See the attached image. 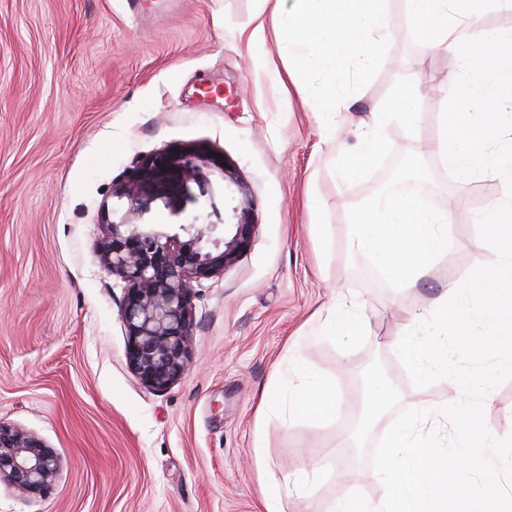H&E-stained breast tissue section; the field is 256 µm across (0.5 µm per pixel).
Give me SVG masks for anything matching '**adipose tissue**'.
<instances>
[{"instance_id": "ef3b65f1", "label": "adipose tissue", "mask_w": 512, "mask_h": 512, "mask_svg": "<svg viewBox=\"0 0 512 512\" xmlns=\"http://www.w3.org/2000/svg\"><path fill=\"white\" fill-rule=\"evenodd\" d=\"M275 10L287 19L285 39L291 52L300 58L318 54L334 66L358 47H379L389 31L384 0H276ZM449 221V212L424 201L388 196L358 213L354 245L382 256L401 284L412 285L446 247L436 227ZM333 402L328 383L313 377L296 393L290 410L322 419Z\"/></svg>"}]
</instances>
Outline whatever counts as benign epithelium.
<instances>
[{"instance_id":"1","label":"benign epithelium","mask_w":512,"mask_h":512,"mask_svg":"<svg viewBox=\"0 0 512 512\" xmlns=\"http://www.w3.org/2000/svg\"><path fill=\"white\" fill-rule=\"evenodd\" d=\"M217 173L235 201V222L181 225L185 240L143 223L153 204L185 197L190 184ZM124 211L103 222L97 244L101 265L124 283L121 318L126 360L145 386L164 391L185 373L194 336L195 284L220 277L251 245L258 229L256 201L226 159L197 146L164 149L141 158L129 179L112 189ZM61 471L56 452L27 430L0 420V481L31 498L54 487Z\"/></svg>"}]
</instances>
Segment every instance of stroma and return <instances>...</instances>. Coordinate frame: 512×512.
<instances>
[{"mask_svg":"<svg viewBox=\"0 0 512 512\" xmlns=\"http://www.w3.org/2000/svg\"><path fill=\"white\" fill-rule=\"evenodd\" d=\"M378 54L337 72L277 43L271 0H0V419L61 458L51 492L0 485V512H264L259 481L289 477L285 512H331L359 491L382 502L373 454L396 414L459 401L453 380L412 385L396 343L446 290L498 253L477 218L504 199L494 173L461 180L432 150L460 72L457 53L426 54L406 0H385ZM266 31L247 42L256 13ZM418 81V120L397 92ZM335 111H321L325 102ZM357 177L338 155L365 152ZM199 145L232 162L257 200L258 232L194 298L191 366L168 390L125 358L122 282L100 265L103 208L141 157ZM434 209L453 208L448 248L416 285L352 247L354 214L403 160ZM210 175L148 219L179 233L223 223ZM369 320L354 336L320 333L343 297ZM328 381L331 416L280 415L305 382ZM489 432L512 435V380L491 392Z\"/></svg>","mask_w":512,"mask_h":512,"instance_id":"obj_1","label":"stroma"}]
</instances>
